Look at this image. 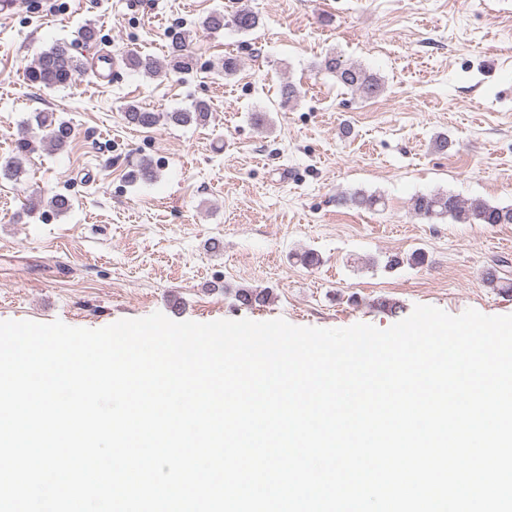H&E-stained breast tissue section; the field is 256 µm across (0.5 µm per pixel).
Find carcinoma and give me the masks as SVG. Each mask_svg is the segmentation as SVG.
<instances>
[{"label": "carcinoma", "instance_id": "1", "mask_svg": "<svg viewBox=\"0 0 512 512\" xmlns=\"http://www.w3.org/2000/svg\"><path fill=\"white\" fill-rule=\"evenodd\" d=\"M233 24L242 31L254 29L258 16L248 10H239L231 19H226L221 12H213L202 22L203 30L217 33L224 26ZM125 65L134 71H141L150 77H160L169 72L185 73L193 69L194 57L185 34L175 33L170 39L166 63L160 64L149 56L136 51L124 55ZM325 69L336 75V80L348 89L366 98L376 97L384 90L380 77L356 65L344 66L334 58L324 61ZM85 71L84 63L72 52L71 45L57 42L48 50L40 53L34 62L26 68L27 80L40 87L57 88L68 85L76 75ZM209 106L204 101H197L191 108L176 112H149L137 105L126 108L125 118L134 125L153 128L161 122L175 125L202 124L206 122ZM37 126L43 131L38 142L54 149L64 148L71 138V128L55 118L52 112H40L36 116ZM32 137L24 136L18 140V153L0 163V174L11 178L19 176L22 163L21 156L32 151ZM414 214L428 221L448 217L460 224H512V207H501L487 202L460 200L450 193L437 192L422 194L412 199Z\"/></svg>", "mask_w": 512, "mask_h": 512}]
</instances>
